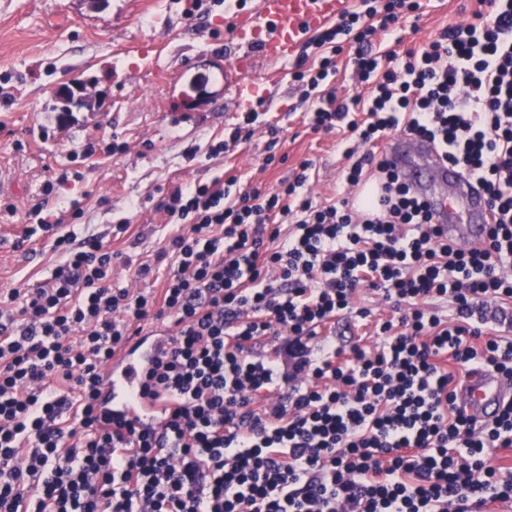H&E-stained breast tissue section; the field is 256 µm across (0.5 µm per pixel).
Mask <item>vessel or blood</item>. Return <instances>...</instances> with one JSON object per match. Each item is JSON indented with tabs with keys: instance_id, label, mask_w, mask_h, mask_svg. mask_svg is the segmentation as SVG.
Masks as SVG:
<instances>
[{
	"instance_id": "obj_1",
	"label": "vessel or blood",
	"mask_w": 512,
	"mask_h": 512,
	"mask_svg": "<svg viewBox=\"0 0 512 512\" xmlns=\"http://www.w3.org/2000/svg\"><path fill=\"white\" fill-rule=\"evenodd\" d=\"M350 4L351 0H258L256 9L240 15L233 32L238 76L230 81L237 102L246 103L252 93L251 75L258 61L298 54L309 37L345 14ZM385 150L450 242L467 250L484 239L493 221L486 196L460 168L448 164L435 142L401 132L386 141ZM381 194L380 183L368 182L359 187L351 204L364 211ZM168 333L163 325L145 331V343L123 348L105 371L103 394L109 409L141 428L159 427L163 419L160 407L145 402L143 385L154 350ZM456 397L469 415L488 422L512 400V381L496 373H467L456 386Z\"/></svg>"
}]
</instances>
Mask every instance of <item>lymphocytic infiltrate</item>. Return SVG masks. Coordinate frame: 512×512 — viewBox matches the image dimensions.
<instances>
[{
    "label": "lymphocytic infiltrate",
    "instance_id": "lymphocytic-infiltrate-1",
    "mask_svg": "<svg viewBox=\"0 0 512 512\" xmlns=\"http://www.w3.org/2000/svg\"><path fill=\"white\" fill-rule=\"evenodd\" d=\"M419 0H357L299 57L302 118L347 138L344 180L384 194L368 219L345 193L316 204L309 162L278 188L236 178L175 186L160 287L114 284L121 251L55 235L39 288L0 295V512H470L512 501V402L490 424L455 398L460 370L512 378V336L487 318L512 305V0H477L471 21L416 49L372 51ZM348 52L366 94H338ZM403 129L472 176L495 221L476 247L449 243L374 147ZM390 309L372 343L336 342ZM446 301L456 316L430 310ZM169 337L144 394L165 411L141 429L103 411L115 353L146 320Z\"/></svg>",
    "mask_w": 512,
    "mask_h": 512
}]
</instances>
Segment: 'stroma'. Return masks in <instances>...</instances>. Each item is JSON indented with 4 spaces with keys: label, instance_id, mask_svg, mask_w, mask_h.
<instances>
[{
    "label": "stroma",
    "instance_id": "stroma-1",
    "mask_svg": "<svg viewBox=\"0 0 512 512\" xmlns=\"http://www.w3.org/2000/svg\"><path fill=\"white\" fill-rule=\"evenodd\" d=\"M195 0H0V291L39 286L58 258L51 234L21 242L31 203L50 194L62 231L104 236L132 265L154 262L172 232L156 206L173 185L237 177L238 188L274 186L300 161L312 162L315 200L341 186L344 160L335 136L310 131L292 61L263 63L281 126L278 143L257 127L246 143L219 151L239 110L224 89L235 45L227 18L258 0H226L206 16ZM472 0H422L417 27L400 45L421 46L445 27L470 20ZM95 80L92 110L62 117L55 97L74 76ZM209 98L192 100L198 87ZM283 162L264 167L267 152ZM14 213H7V206ZM129 222L126 233L116 226Z\"/></svg>",
    "mask_w": 512,
    "mask_h": 512
}]
</instances>
